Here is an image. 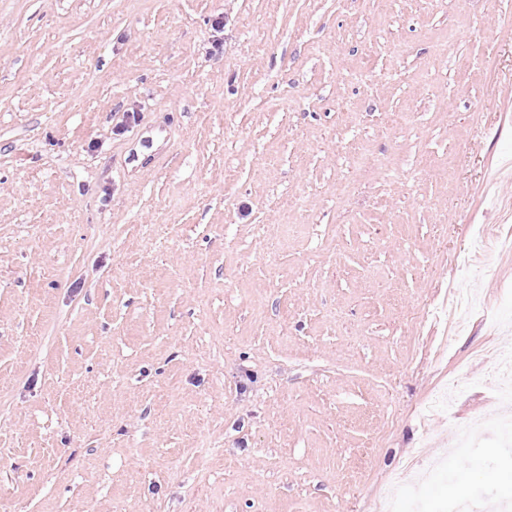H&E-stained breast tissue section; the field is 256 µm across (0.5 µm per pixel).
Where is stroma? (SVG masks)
Returning <instances> with one entry per match:
<instances>
[{
    "mask_svg": "<svg viewBox=\"0 0 512 512\" xmlns=\"http://www.w3.org/2000/svg\"><path fill=\"white\" fill-rule=\"evenodd\" d=\"M510 200L512 0H0V512H500Z\"/></svg>",
    "mask_w": 512,
    "mask_h": 512,
    "instance_id": "35a3bbf8",
    "label": "stroma"
}]
</instances>
